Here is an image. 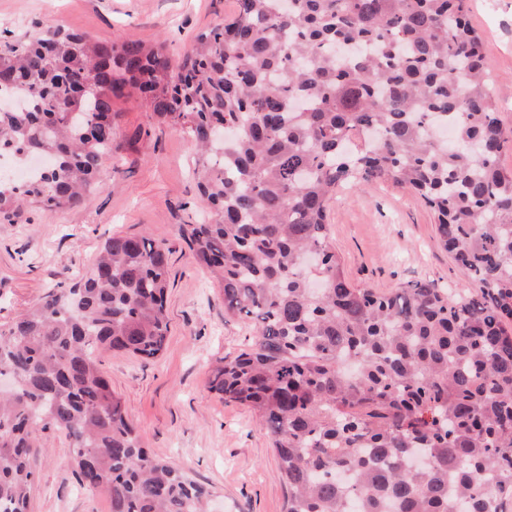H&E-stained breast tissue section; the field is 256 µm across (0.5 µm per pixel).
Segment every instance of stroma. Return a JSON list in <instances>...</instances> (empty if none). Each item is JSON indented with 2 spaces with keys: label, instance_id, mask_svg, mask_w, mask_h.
<instances>
[{
  "label": "stroma",
  "instance_id": "obj_1",
  "mask_svg": "<svg viewBox=\"0 0 512 512\" xmlns=\"http://www.w3.org/2000/svg\"><path fill=\"white\" fill-rule=\"evenodd\" d=\"M483 38L498 116L512 129V0H467ZM234 0H0V35L37 36L46 26L104 43L139 41L173 56L223 24ZM112 155L83 203L49 212L26 205L0 216V324L35 306L62 280L83 275L105 239L149 231L170 251V334L156 358L105 354L102 367L145 448L215 494L216 512H285V488L266 431L245 405L209 390L214 368L252 328L224 314V289L193 258L178 228L203 220L185 129L140 98L118 106ZM329 241L350 282L389 292L410 280L469 288L436 232L431 211L389 182L341 189ZM29 512H110L106 490L80 486L63 432L34 459Z\"/></svg>",
  "mask_w": 512,
  "mask_h": 512
}]
</instances>
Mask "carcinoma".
<instances>
[{
	"label": "carcinoma",
	"mask_w": 512,
	"mask_h": 512,
	"mask_svg": "<svg viewBox=\"0 0 512 512\" xmlns=\"http://www.w3.org/2000/svg\"><path fill=\"white\" fill-rule=\"evenodd\" d=\"M0 149L48 158L0 180L22 202L79 205L138 92L188 131L213 215L179 231L253 336L210 390L270 437L286 512H512V138L466 0H235L178 61L139 41L46 29L0 41ZM451 126L454 145L429 135ZM387 180L435 214L451 291L358 288L328 241L336 191ZM168 253L108 238L79 281L0 326V512H28L33 457L65 431L80 484L111 512H210V491L140 444L101 354L154 358Z\"/></svg>",
	"instance_id": "1"
}]
</instances>
